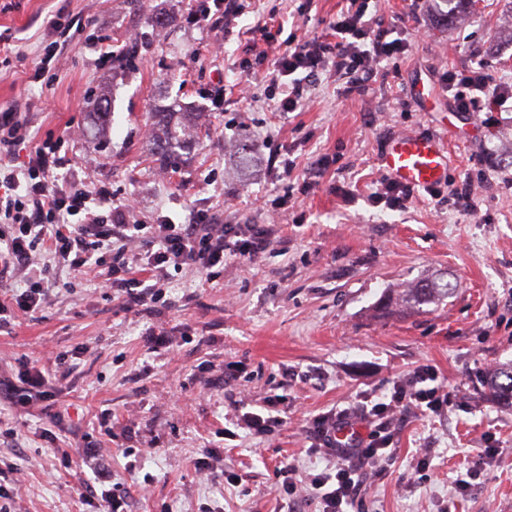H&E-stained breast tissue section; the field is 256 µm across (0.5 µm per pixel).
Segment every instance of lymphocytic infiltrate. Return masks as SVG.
Masks as SVG:
<instances>
[{"label":"lymphocytic infiltrate","instance_id":"obj_1","mask_svg":"<svg viewBox=\"0 0 512 512\" xmlns=\"http://www.w3.org/2000/svg\"><path fill=\"white\" fill-rule=\"evenodd\" d=\"M369 4L337 14L325 37L278 40L269 24L251 38L249 53L265 63L264 80L277 112L298 111L326 72H335L344 96L362 94L384 62L404 54L409 42L397 26H377ZM443 93L456 111H501L512 99L506 84L494 83L483 66L450 70ZM66 136L31 142L18 107L0 109V281L22 274L20 311L45 298L52 267L75 273L98 271L100 287L131 302L158 301L171 271L208 279L235 258L254 263L271 246L264 224H221L207 209L190 211L178 223L166 215L153 223L135 218L131 201L114 204L109 189L88 190L61 174ZM431 368L418 369L410 382L393 383L389 401L356 410L328 411L306 428L312 449L334 456L335 465L314 474L307 487L318 512H361L360 488L368 468L392 453L391 428L398 412L447 407L448 396L433 386Z\"/></svg>","mask_w":512,"mask_h":512}]
</instances>
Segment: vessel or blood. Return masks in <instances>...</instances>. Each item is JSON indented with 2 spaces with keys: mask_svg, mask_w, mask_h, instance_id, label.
Instances as JSON below:
<instances>
[{
  "mask_svg": "<svg viewBox=\"0 0 512 512\" xmlns=\"http://www.w3.org/2000/svg\"><path fill=\"white\" fill-rule=\"evenodd\" d=\"M379 160L391 178L419 189L445 180L450 165L445 142L431 134L391 137L381 150Z\"/></svg>",
  "mask_w": 512,
  "mask_h": 512,
  "instance_id": "obj_1",
  "label": "vessel or blood"
}]
</instances>
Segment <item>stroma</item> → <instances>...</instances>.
Wrapping results in <instances>:
<instances>
[{"mask_svg":"<svg viewBox=\"0 0 512 512\" xmlns=\"http://www.w3.org/2000/svg\"><path fill=\"white\" fill-rule=\"evenodd\" d=\"M199 5L0 0L12 50L0 65V107L21 106L34 140L87 125L99 99L111 103L100 135L62 149L68 176L176 221L203 208L224 224H260L264 203L284 189L296 201L271 225L274 249L262 261L226 260L205 285L175 274L162 304L123 303L94 276L58 268L43 303L18 315L23 283L0 286L9 309L0 317V512H112L116 497L127 512H286L280 462L295 461L305 482L330 464L309 455L307 420L388 392L424 366L446 387L448 409L412 410L394 426L391 461L362 486L365 512H512V407L487 399L482 384L512 361V156L503 153L512 112H458L438 91L444 71L480 62L494 82H512V0H472L455 16L371 0L370 17L405 28L408 51L360 97H342L322 76L285 119L259 77L251 102L218 112L209 98L238 77L244 30L273 17L285 32L321 35L345 0H252L229 35L193 26ZM56 12L86 28L44 83L31 60ZM135 31L147 50L101 61ZM165 112L192 115L172 168L147 147ZM269 130V150L287 147L297 163L284 184L236 167L238 150ZM414 132L447 140L449 181L485 172L472 213L425 194L401 211L373 206L384 143ZM325 155L335 162L321 172ZM427 276L454 292L438 305H404L399 292ZM152 330L165 331L167 346L148 349ZM270 396L285 425L225 441L242 405ZM228 471L238 483H225Z\"/></svg>","mask_w":512,"mask_h":512,"instance_id":"35a3bbf8","label":"stroma"}]
</instances>
